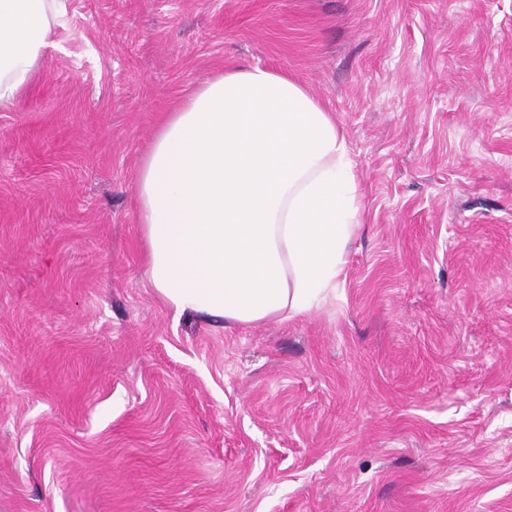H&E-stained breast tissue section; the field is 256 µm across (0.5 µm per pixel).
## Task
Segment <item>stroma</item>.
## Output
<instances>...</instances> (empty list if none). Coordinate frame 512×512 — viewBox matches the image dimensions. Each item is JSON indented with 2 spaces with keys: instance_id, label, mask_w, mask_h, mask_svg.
<instances>
[{
  "instance_id": "obj_1",
  "label": "stroma",
  "mask_w": 512,
  "mask_h": 512,
  "mask_svg": "<svg viewBox=\"0 0 512 512\" xmlns=\"http://www.w3.org/2000/svg\"><path fill=\"white\" fill-rule=\"evenodd\" d=\"M243 65L363 202L335 298L252 325L159 298L134 192ZM0 512H512V0H68L0 108Z\"/></svg>"
}]
</instances>
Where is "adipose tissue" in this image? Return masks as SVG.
<instances>
[{"mask_svg": "<svg viewBox=\"0 0 512 512\" xmlns=\"http://www.w3.org/2000/svg\"><path fill=\"white\" fill-rule=\"evenodd\" d=\"M67 0H0V105L43 69ZM151 282L176 312L251 325L313 311L346 275L362 194L345 136L287 74L207 79L135 181Z\"/></svg>", "mask_w": 512, "mask_h": 512, "instance_id": "adipose-tissue-1", "label": "adipose tissue"}]
</instances>
